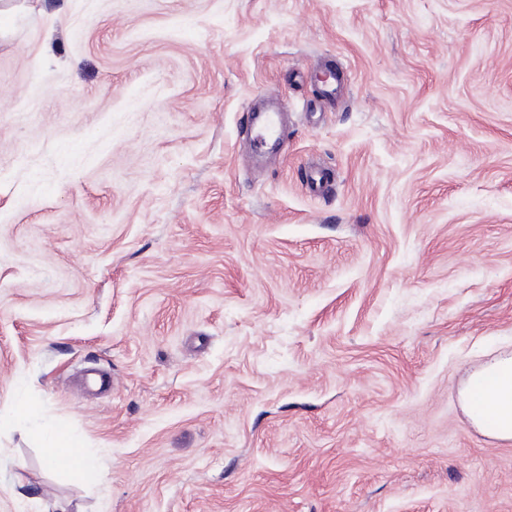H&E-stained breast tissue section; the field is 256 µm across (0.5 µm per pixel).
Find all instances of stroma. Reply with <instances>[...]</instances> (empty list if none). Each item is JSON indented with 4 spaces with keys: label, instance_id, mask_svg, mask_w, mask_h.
I'll list each match as a JSON object with an SVG mask.
<instances>
[{
    "label": "stroma",
    "instance_id": "35a3bbf8",
    "mask_svg": "<svg viewBox=\"0 0 512 512\" xmlns=\"http://www.w3.org/2000/svg\"><path fill=\"white\" fill-rule=\"evenodd\" d=\"M0 22V412L37 403L0 512H512V442L457 395L512 352V0ZM263 93L289 114L259 166ZM37 438L49 460L72 467L88 478L97 477L96 458L87 453L82 442L66 430L46 424L37 431Z\"/></svg>",
    "mask_w": 512,
    "mask_h": 512
}]
</instances>
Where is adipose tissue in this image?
<instances>
[{
    "mask_svg": "<svg viewBox=\"0 0 512 512\" xmlns=\"http://www.w3.org/2000/svg\"><path fill=\"white\" fill-rule=\"evenodd\" d=\"M460 403L469 423L496 440H512V355L494 357L473 369L461 385ZM37 438L49 460L74 468L82 475H98L96 458L66 430L47 424Z\"/></svg>",
    "mask_w": 512,
    "mask_h": 512,
    "instance_id": "1",
    "label": "adipose tissue"
}]
</instances>
